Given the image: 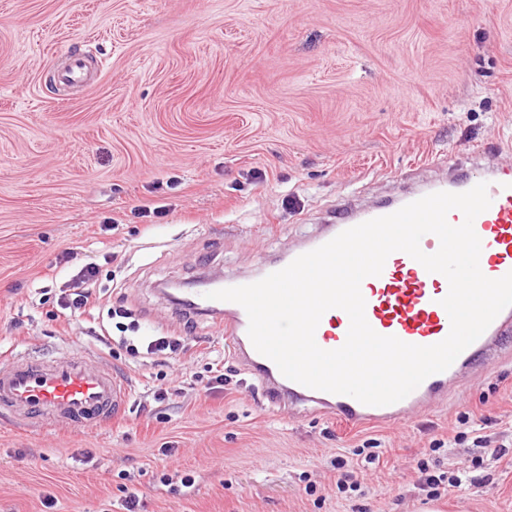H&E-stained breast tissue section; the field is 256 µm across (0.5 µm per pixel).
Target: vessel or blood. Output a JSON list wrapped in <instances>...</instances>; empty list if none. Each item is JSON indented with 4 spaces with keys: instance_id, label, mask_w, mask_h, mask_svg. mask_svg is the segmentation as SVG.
Listing matches in <instances>:
<instances>
[{
    "instance_id": "vessel-or-blood-1",
    "label": "vessel or blood",
    "mask_w": 512,
    "mask_h": 512,
    "mask_svg": "<svg viewBox=\"0 0 512 512\" xmlns=\"http://www.w3.org/2000/svg\"><path fill=\"white\" fill-rule=\"evenodd\" d=\"M473 177H457L429 184L403 197L368 209L341 204L332 213L323 232L281 259L265 264L262 275L288 266L298 256L327 243L342 231L373 218L392 214L403 206L432 193L468 191L477 183ZM490 207L474 221L482 244L479 266L491 279L512 271V172L485 175ZM224 283L203 281L192 288L197 311L222 319L231 352L244 370L254 375L264 392L280 408L308 406L335 417L346 425H395L439 405L465 374L485 370L489 363L512 350V307L504 309L485 332L468 346L445 371L426 378L403 400L385 406L365 405L347 396L314 390L286 378L277 365L261 355L248 336L245 309L234 302L209 299V292ZM449 291L447 278L428 272L407 253L390 254L380 275L372 277L364 291L365 317L378 334L394 336L415 345H432L445 339L450 319L441 301ZM350 325L348 314L339 308L326 311L315 331V341L325 350L340 348ZM130 400L127 379L115 370L85 360L80 350L52 362L14 356L0 366V412L16 423L40 429L90 427L103 419L119 417Z\"/></svg>"
}]
</instances>
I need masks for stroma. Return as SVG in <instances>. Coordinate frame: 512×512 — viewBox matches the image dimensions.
<instances>
[{
	"label": "stroma",
	"instance_id": "stroma-1",
	"mask_svg": "<svg viewBox=\"0 0 512 512\" xmlns=\"http://www.w3.org/2000/svg\"><path fill=\"white\" fill-rule=\"evenodd\" d=\"M74 54L91 78L58 84ZM479 147L475 175L512 167V0H0V359L78 345L133 386L91 429L0 417V512H512L511 357L353 428L279 409L159 293L256 276L337 199L445 181ZM91 261L95 310L59 316ZM120 307L183 351L132 354Z\"/></svg>",
	"mask_w": 512,
	"mask_h": 512
}]
</instances>
